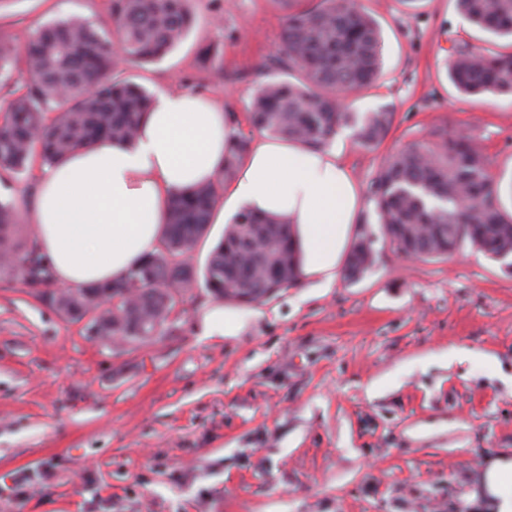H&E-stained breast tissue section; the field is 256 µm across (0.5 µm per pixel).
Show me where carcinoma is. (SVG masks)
<instances>
[{
    "instance_id": "carcinoma-1",
    "label": "carcinoma",
    "mask_w": 512,
    "mask_h": 512,
    "mask_svg": "<svg viewBox=\"0 0 512 512\" xmlns=\"http://www.w3.org/2000/svg\"><path fill=\"white\" fill-rule=\"evenodd\" d=\"M186 0H109L113 31L82 17L49 22L24 43L0 34V82L23 67L30 81L0 105V168L28 175L51 167L79 147L101 141L133 142L154 95L122 77L114 44L125 58H163L187 35ZM287 11L279 46L283 75L261 81L249 104L251 129L318 149L343 126L358 143L376 147L392 128L387 108L357 114L336 98L368 89L381 74L377 21L350 0H274ZM471 24L495 37L512 38V0H455ZM448 77L466 95L512 97V44L506 49L459 47ZM434 140L389 155L370 185L378 223L396 249L419 260L446 258L469 244L489 258L512 253V185L502 188L486 156L469 138L444 127ZM252 134L236 138L223 177L236 175ZM219 194L203 184L171 203L160 249L106 286H56L53 266L35 237L20 241L18 211L0 201V272L9 271L33 298L70 320H87L92 336L117 337L135 346L164 336L178 318L182 293L197 282L185 262L207 234ZM371 241L358 237L346 269L368 270ZM301 258L295 225L282 217L241 210L224 226L209 254L203 287L217 300L249 305L295 285Z\"/></svg>"
}]
</instances>
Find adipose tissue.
<instances>
[{
  "label": "adipose tissue",
  "instance_id": "adipose-tissue-1",
  "mask_svg": "<svg viewBox=\"0 0 512 512\" xmlns=\"http://www.w3.org/2000/svg\"><path fill=\"white\" fill-rule=\"evenodd\" d=\"M240 131L212 98L163 91L133 146L80 147L46 168L30 222L57 281L107 285L156 253L170 201L217 182ZM224 208L287 217L297 229L302 274L327 287L364 201L336 150L262 137L252 140ZM466 503L477 512H512V456L487 458Z\"/></svg>",
  "mask_w": 512,
  "mask_h": 512
}]
</instances>
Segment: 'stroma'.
Returning a JSON list of instances; mask_svg holds the SVG:
<instances>
[{
    "mask_svg": "<svg viewBox=\"0 0 512 512\" xmlns=\"http://www.w3.org/2000/svg\"><path fill=\"white\" fill-rule=\"evenodd\" d=\"M382 33V74L358 111L395 114L384 142H335L361 191L389 154L445 127L512 181V99L462 95L447 66L486 43L454 0H362ZM188 36L164 59L122 66L151 92L200 93L246 119L276 72L274 0H189ZM91 18L107 0H0V30L25 42L48 21ZM210 64H203L201 49ZM39 171L0 169L20 212ZM354 234L375 263L330 287L300 279L261 302L226 305L237 335L206 338L215 299L183 297L174 330L103 345L13 280L0 279V512H469L488 456L512 453V273L471 246L415 260L383 236L373 206ZM452 349L463 359L449 361Z\"/></svg>",
    "mask_w": 512,
    "mask_h": 512,
    "instance_id": "stroma-1",
    "label": "stroma"
}]
</instances>
